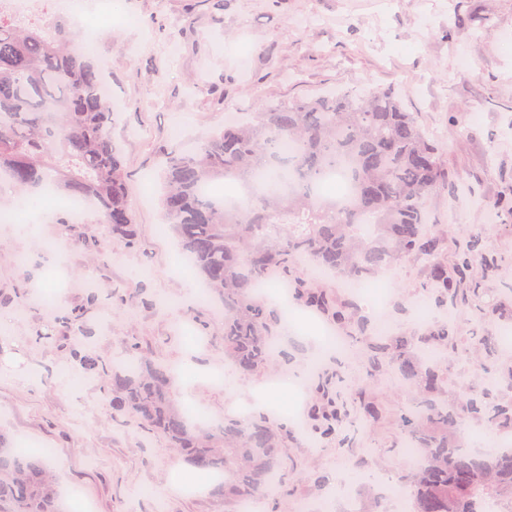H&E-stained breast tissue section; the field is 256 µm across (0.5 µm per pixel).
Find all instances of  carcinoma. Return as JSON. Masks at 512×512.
Here are the masks:
<instances>
[{"label":"carcinoma","instance_id":"1","mask_svg":"<svg viewBox=\"0 0 512 512\" xmlns=\"http://www.w3.org/2000/svg\"><path fill=\"white\" fill-rule=\"evenodd\" d=\"M83 34L55 16L29 28L0 13V179L27 203L53 192L91 201L97 219L127 248L136 244V219L126 201L121 152L110 136L112 104L101 67L78 49ZM345 169L352 187L337 209L318 189ZM262 179L235 208L224 196L204 195L220 180L234 187ZM160 200L169 229L205 290V303L224 311V358L236 370L260 373L279 355L274 348L288 324L282 308L257 285L271 272L291 289L295 305L333 314L361 343L363 374L351 390L362 421L380 423L377 386L393 371L412 389L395 418L398 443L420 448L398 483L412 512H512V447L474 446L463 434L473 419L512 435V374L492 384L496 336L475 337L484 351L487 386L459 382L448 398V375L458 356L454 321L431 314L389 334L359 315L358 299H338L308 277L305 267L345 281H371L410 258L425 262V287L440 309L469 304L470 282L448 273V238L430 222L429 200L448 183L438 146L428 140L393 88L326 92L255 111L187 150L163 155ZM512 292L479 311L480 323L506 315ZM136 365L82 357L85 373L99 377L116 407L199 473L213 474L211 493L226 501L274 499L283 485V430L265 413L226 416L211 426L193 422L177 400L179 373L129 353ZM370 512H388L386 492L368 490ZM0 512H67L65 490L46 457L24 455L0 435Z\"/></svg>","mask_w":512,"mask_h":512}]
</instances>
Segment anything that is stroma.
I'll return each instance as SVG.
<instances>
[{
	"instance_id": "35a3bbf8",
	"label": "stroma",
	"mask_w": 512,
	"mask_h": 512,
	"mask_svg": "<svg viewBox=\"0 0 512 512\" xmlns=\"http://www.w3.org/2000/svg\"><path fill=\"white\" fill-rule=\"evenodd\" d=\"M118 17L91 29L94 51L115 110L111 135L120 148L128 203L136 215L134 248L112 244L94 208L68 221L62 208L38 203L41 222L26 235L0 221V431L49 452L61 482L91 512H233L232 503L194 487V471L159 434H142L117 412L101 380L84 375L78 354L117 362L130 349L174 367L178 399L212 419L248 415L264 374L224 363V319L195 308L192 270L164 228L162 150L192 147L227 112L256 102L289 105L318 93L395 87L405 111L438 144L448 186L430 200L448 236V262L460 242L499 264L498 280L473 265L476 302L512 285V0H122ZM475 70L458 69L460 57ZM179 135H172V126ZM151 266V277L140 276ZM66 284L63 310H85L88 329L74 336L32 303L34 285L53 271ZM382 297L393 331L416 321L425 295L423 264L400 263ZM95 305H88L89 293ZM123 316H113L120 304ZM221 366L222 384L208 375ZM348 428L366 453L344 455L317 435L316 448L290 436L284 450L286 493L256 512H300L303 503L342 512L344 497L371 474L396 477L392 424ZM328 480L326 490L316 477Z\"/></svg>"
}]
</instances>
